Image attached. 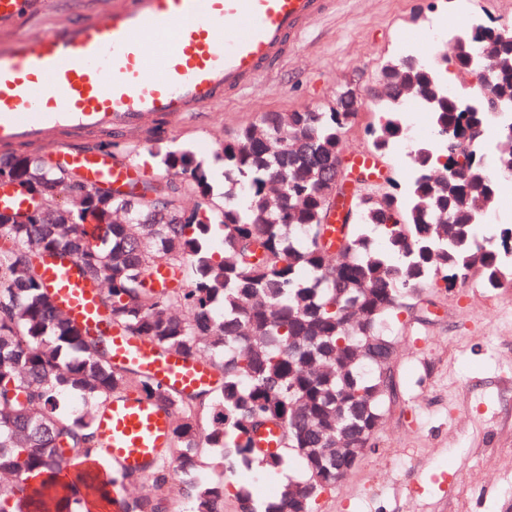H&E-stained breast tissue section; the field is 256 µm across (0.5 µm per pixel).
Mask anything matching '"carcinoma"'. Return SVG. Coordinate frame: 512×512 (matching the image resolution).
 Returning a JSON list of instances; mask_svg holds the SVG:
<instances>
[{"label":"carcinoma","instance_id":"obj_1","mask_svg":"<svg viewBox=\"0 0 512 512\" xmlns=\"http://www.w3.org/2000/svg\"><path fill=\"white\" fill-rule=\"evenodd\" d=\"M451 37L460 73L472 44L488 49L491 95L462 112L439 61L406 54L387 64L369 129L374 155L407 141L403 91L435 135L411 142V173L388 181L382 201L356 197L334 251L321 243L336 205L326 176L358 116L334 105L269 113L224 141L222 192L187 146L158 147L159 177L111 195L41 155L0 159L1 181L43 200L0 220V512H88L108 485L125 491L120 512H169L178 471L189 512H224L230 493L198 476L204 465L239 474L238 512H318L342 481L336 451L373 447L396 397L388 319L421 289L448 290L475 272L487 288L512 283V223L484 232L501 189L490 168L512 165V152L490 156L481 141L498 99L512 96V33L473 23ZM442 130L476 156L448 152ZM56 255L76 258L112 327L208 365L215 385L183 392L113 364L109 338L66 316L44 285L35 259ZM162 263L176 286L158 290L148 271ZM130 394L170 415L167 445L146 473L113 467L96 424L100 407ZM266 423L283 434L279 451L262 456L253 436ZM69 454L84 468L65 470ZM293 461L305 479L257 499L254 473Z\"/></svg>","mask_w":512,"mask_h":512}]
</instances>
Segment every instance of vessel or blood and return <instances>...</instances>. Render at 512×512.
<instances>
[{
  "instance_id": "obj_1",
  "label": "vessel or blood",
  "mask_w": 512,
  "mask_h": 512,
  "mask_svg": "<svg viewBox=\"0 0 512 512\" xmlns=\"http://www.w3.org/2000/svg\"><path fill=\"white\" fill-rule=\"evenodd\" d=\"M331 0H114L101 18L0 40V144L46 140L74 124L138 130L148 118L175 122L274 70L294 38ZM62 164L89 185L142 179L133 162L59 148ZM45 284L71 318L101 324L96 291L73 258H50ZM112 358L180 389L212 384L204 363L158 355L112 336ZM98 429L114 466L144 472L164 447L169 414L124 397L102 407Z\"/></svg>"
}]
</instances>
